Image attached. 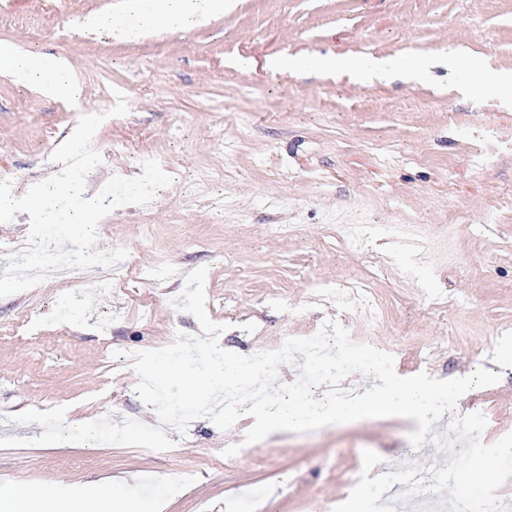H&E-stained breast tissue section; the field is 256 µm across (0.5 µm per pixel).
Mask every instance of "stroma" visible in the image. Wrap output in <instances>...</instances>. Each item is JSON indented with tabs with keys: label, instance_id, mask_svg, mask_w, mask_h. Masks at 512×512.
Returning a JSON list of instances; mask_svg holds the SVG:
<instances>
[{
	"label": "stroma",
	"instance_id": "35a3bbf8",
	"mask_svg": "<svg viewBox=\"0 0 512 512\" xmlns=\"http://www.w3.org/2000/svg\"><path fill=\"white\" fill-rule=\"evenodd\" d=\"M103 13L140 23L125 0H0V45L68 59L82 87L77 101L49 97L0 70V180L19 197L60 172L50 157L88 113L105 120L87 195L111 176L141 175L146 154L173 181L100 222L97 249L128 252L110 293L77 296L59 281L0 297V437L26 440L0 447V486L83 492L99 480L150 512H236L245 494V512H332L350 494L336 474L362 450L386 466L413 453L417 423L400 416L278 431L241 457L225 450L242 443L246 418L225 431L195 419L186 435L168 430L174 446L162 452L37 445L40 425L12 422L58 404L71 422L155 424L137 375L113 353L199 334L170 300L181 271L202 266L222 348L248 356L335 320L352 339H374L405 376L498 373L456 411L485 414L484 443L511 433L512 344L495 337L512 332V99L468 87L476 74L512 71V0H235L202 23L133 41L81 34L83 19ZM372 57L394 66L374 75ZM304 58L303 69L275 66ZM121 95L129 112L112 115ZM340 224L365 225V249L338 235ZM403 229L422 243L424 265L392 249ZM352 280L378 318L323 292ZM23 320L36 335H7ZM178 468L190 473L185 485L167 483Z\"/></svg>",
	"mask_w": 512,
	"mask_h": 512
}]
</instances>
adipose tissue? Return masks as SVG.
<instances>
[{"instance_id":"ef3b65f1","label":"adipose tissue","mask_w":512,"mask_h":512,"mask_svg":"<svg viewBox=\"0 0 512 512\" xmlns=\"http://www.w3.org/2000/svg\"><path fill=\"white\" fill-rule=\"evenodd\" d=\"M132 9L143 17L144 27L163 17L168 25H193L214 11L224 8V0H129ZM0 67L16 84L36 87L47 96L60 94L76 99L81 88L69 62L59 56L45 54L38 60L14 52L0 54ZM81 503L56 487L34 489L15 483L0 489V512H81Z\"/></svg>"}]
</instances>
